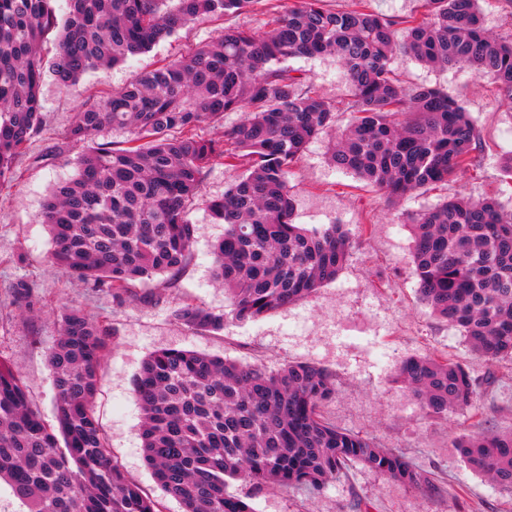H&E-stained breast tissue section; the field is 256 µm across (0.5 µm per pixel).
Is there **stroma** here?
<instances>
[{
	"label": "stroma",
	"mask_w": 512,
	"mask_h": 512,
	"mask_svg": "<svg viewBox=\"0 0 512 512\" xmlns=\"http://www.w3.org/2000/svg\"><path fill=\"white\" fill-rule=\"evenodd\" d=\"M293 4L256 0L250 11L238 16L199 17L148 51L93 70L66 90L45 76L42 131L18 157L16 180L0 183V359L24 378L43 420L55 424L47 354L60 334L58 312L72 304L99 321L107 331L108 350L93 401L96 417L114 461L160 500L163 512H182V507L157 486L144 462L142 411L134 393L143 361L160 349L260 362L271 369L291 362L322 367L337 386L335 398L324 409L326 417L341 429L401 452L414 466L431 471L439 486L435 493L415 490L356 465L317 495L280 489L253 494L254 512H512V495L472 471L454 447L463 436L512 431V363L485 361L459 332L430 315L418 297L406 224L407 213L457 194L492 196L512 207V178L501 168L512 156V103L502 101L489 80L466 69L432 68L402 51L393 56L392 68L404 87H434L463 103L479 134L477 170L390 201L329 162L328 136L314 140L290 171L292 219L310 232L347 225L355 244L335 281L260 319H229L223 331L202 333L171 315L186 302L218 313L228 307L223 286L213 278L212 250L224 227L205 205L206 199L223 195L235 177L220 161L210 167L203 199L189 212L197 226L196 243L175 278L161 276L136 286L130 302L119 308L109 292L69 280L49 259L51 241L41 222L42 205L56 183L76 173L84 146L67 140L66 133L80 106L111 94L139 73L184 56L217 36L224 25L265 30L271 14L288 11ZM288 64L307 74L318 93L339 107L337 125L345 127L351 118L346 111L351 91L336 59L295 57ZM19 281L29 284L36 300L33 309L19 308L15 302L13 286ZM148 294L153 302H145ZM430 355L465 366L478 385L473 408L446 417L425 415L405 386L393 379L400 360Z\"/></svg>",
	"instance_id": "35a3bbf8"
}]
</instances>
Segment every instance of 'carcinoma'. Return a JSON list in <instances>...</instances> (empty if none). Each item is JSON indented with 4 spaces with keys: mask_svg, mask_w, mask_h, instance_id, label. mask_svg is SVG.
<instances>
[{
    "mask_svg": "<svg viewBox=\"0 0 512 512\" xmlns=\"http://www.w3.org/2000/svg\"><path fill=\"white\" fill-rule=\"evenodd\" d=\"M0 0V182L42 128L45 71L67 88L84 74L139 54L201 15L240 14L254 0ZM295 0L269 30L226 27L180 59L136 76L76 112L67 139L86 145L75 176L52 189L42 223L51 260L71 280L104 288L123 307L130 288L174 277L192 256L188 219L213 162L238 173L207 206L224 237L214 246L216 279L230 311L183 303L181 324L204 332L224 320L261 318L336 280L353 243L343 224L309 233L291 222L288 174L307 146L337 124L336 106L296 56L334 55L353 100L351 120L329 160L390 200L448 182L478 166L479 136L468 112L436 88L405 90L391 68L396 50L441 68L468 67L512 102V40L484 29L478 0H425L426 14L394 22L358 4L333 11ZM57 33L45 67L42 44ZM247 118L222 137L197 130L224 113ZM121 142H100L105 129ZM417 292L432 314L490 360H512V211L492 196H456L409 217ZM48 354L57 427L33 407L23 378L0 360V481L27 512H161L110 454L92 401L106 355V329L81 308L59 311ZM395 377L420 409L446 416L472 406L475 384L461 365L427 356L402 360ZM143 411L142 451L183 512H253L226 492V479L253 490L320 492L361 464L412 489L439 491L432 473L375 440L336 427L322 408L332 374L306 363L277 370L186 350H160L135 381ZM64 445H59V442ZM469 467L512 495V434L461 438Z\"/></svg>",
    "mask_w": 512,
    "mask_h": 512,
    "instance_id": "1",
    "label": "carcinoma"
}]
</instances>
